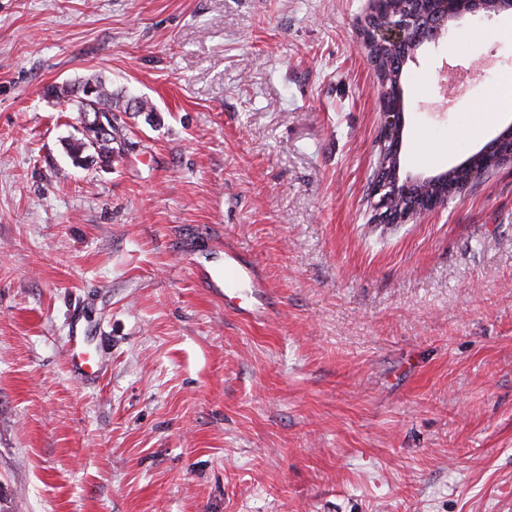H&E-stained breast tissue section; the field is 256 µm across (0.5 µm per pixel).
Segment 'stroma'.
<instances>
[{
    "label": "stroma",
    "mask_w": 512,
    "mask_h": 512,
    "mask_svg": "<svg viewBox=\"0 0 512 512\" xmlns=\"http://www.w3.org/2000/svg\"><path fill=\"white\" fill-rule=\"evenodd\" d=\"M369 0H0V512H512V166L374 224ZM498 14L403 68L401 170L512 115ZM124 147L76 166L51 86ZM252 261L268 315L200 270ZM104 356L79 384L70 324ZM86 87H90L93 91L90 97L86 96L84 89ZM46 95L58 102L70 105V112H77L75 120L79 124H82L84 115L90 111H101L105 117L111 115L113 119L114 113L112 112L128 111V105L124 111L121 110L119 94L113 93L111 87L101 78L88 79L76 89L66 85L51 86L46 89Z\"/></svg>",
    "instance_id": "35a3bbf8"
}]
</instances>
